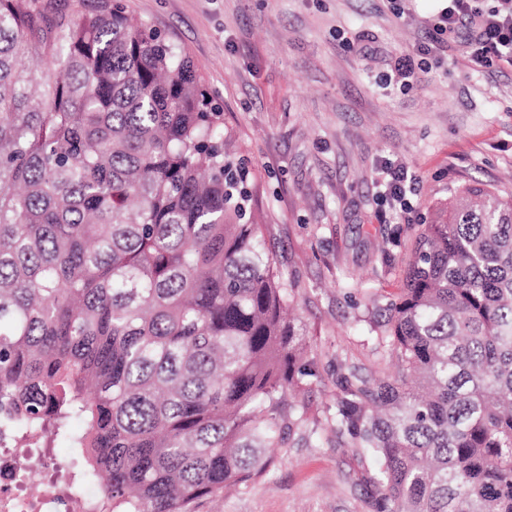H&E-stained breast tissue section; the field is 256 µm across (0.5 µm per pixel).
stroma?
I'll return each mask as SVG.
<instances>
[{"label":"stroma","instance_id":"obj_1","mask_svg":"<svg viewBox=\"0 0 512 512\" xmlns=\"http://www.w3.org/2000/svg\"><path fill=\"white\" fill-rule=\"evenodd\" d=\"M121 3L190 57L250 161L253 207L320 368L308 426L325 428L337 362L390 370L372 336L431 205L473 182L512 195V67L473 68L451 40L413 86L393 77L392 57L425 42L445 0ZM389 164L417 178L406 207L382 195ZM271 455L196 512H367L364 465L335 438Z\"/></svg>","mask_w":512,"mask_h":512}]
</instances>
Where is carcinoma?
<instances>
[{
    "label": "carcinoma",
    "mask_w": 512,
    "mask_h": 512,
    "mask_svg": "<svg viewBox=\"0 0 512 512\" xmlns=\"http://www.w3.org/2000/svg\"><path fill=\"white\" fill-rule=\"evenodd\" d=\"M189 57L119 0H0V422L64 439L112 512H193L272 462L319 375ZM346 364L369 512H512V196L457 188ZM74 420L82 431H71ZM40 6L48 13L73 17L78 13L91 10L101 0H40Z\"/></svg>",
    "instance_id": "obj_1"
}]
</instances>
